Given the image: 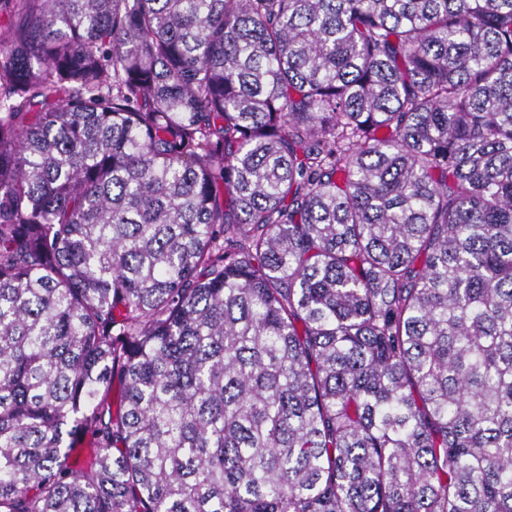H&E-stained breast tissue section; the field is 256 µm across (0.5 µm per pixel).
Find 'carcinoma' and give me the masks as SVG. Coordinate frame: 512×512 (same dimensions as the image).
<instances>
[{"mask_svg": "<svg viewBox=\"0 0 512 512\" xmlns=\"http://www.w3.org/2000/svg\"><path fill=\"white\" fill-rule=\"evenodd\" d=\"M0 14V512H512V0Z\"/></svg>", "mask_w": 512, "mask_h": 512, "instance_id": "obj_1", "label": "carcinoma"}]
</instances>
